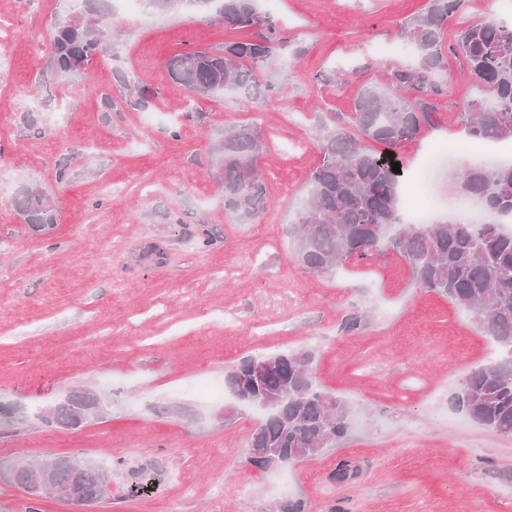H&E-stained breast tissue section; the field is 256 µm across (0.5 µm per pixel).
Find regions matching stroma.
Masks as SVG:
<instances>
[{
  "instance_id": "1",
  "label": "stroma",
  "mask_w": 512,
  "mask_h": 512,
  "mask_svg": "<svg viewBox=\"0 0 512 512\" xmlns=\"http://www.w3.org/2000/svg\"><path fill=\"white\" fill-rule=\"evenodd\" d=\"M112 38L87 76L52 73L47 34L66 0H7L0 32V512H71L13 485L19 460L78 456L111 475L97 512H512V435L456 413L449 398L503 352L400 258L374 254L315 273L293 258L300 201L321 162V127L347 117L361 88L385 86L413 58L397 38L428 0H258L288 37L255 73L259 90L198 98L167 59L234 32L192 5L128 13L106 0ZM291 79H283L284 71ZM332 81H324V74ZM148 91L129 99L124 79ZM480 92L449 57L431 127L397 155L403 203L424 153L467 140ZM258 131L268 206L241 222L211 176L226 128ZM30 183L56 223L32 229L13 201ZM217 235L204 248L200 225ZM360 317L357 328L346 321ZM311 351L316 380L354 408L338 447L289 467L287 488L250 462L259 424L229 392L206 395L247 356ZM76 389L104 411L76 429L41 417ZM344 460L353 480L336 481Z\"/></svg>"
}]
</instances>
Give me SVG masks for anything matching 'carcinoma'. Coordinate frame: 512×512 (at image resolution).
I'll return each mask as SVG.
<instances>
[{"mask_svg": "<svg viewBox=\"0 0 512 512\" xmlns=\"http://www.w3.org/2000/svg\"><path fill=\"white\" fill-rule=\"evenodd\" d=\"M462 0H429L426 11L401 24L398 35L415 56L411 67L395 69L391 87L370 86L355 99L353 130L327 132L322 162L312 170L292 234L297 261L313 272H327L349 260H364L386 249L410 267L415 282L456 304L496 343L512 352V163L468 162L459 172L461 189L492 222L436 221L412 224L401 210L399 178L392 165L369 147L387 148L416 140L436 116L434 96L441 94L448 51L463 59L482 86L483 96L461 113L469 135L480 142L512 140V24L492 19L466 26L456 45L445 40L449 16ZM218 15L234 30L251 37L210 49L174 53L167 69L174 83L202 98L249 93L254 71L263 67L286 38L276 23L260 15L255 0H223ZM100 10L69 13L50 30L53 72L84 75L102 51L97 32ZM415 89L409 100L400 89ZM259 134L233 128L211 146L212 172L224 187L228 209L247 220L264 210L266 190L258 170ZM15 208L37 230L55 223L53 198L40 189L21 187ZM275 366L254 387V394L278 398V411L251 433V462L265 470L261 455L274 450L288 459L311 458L337 446L349 432L354 411L312 375L307 350L274 353ZM268 360L246 357L225 376L232 395L255 366ZM454 409L497 432L512 435V355L468 373L451 397ZM93 416L61 407L47 413V426L74 429ZM54 486H73L98 507L106 500L99 482L83 467L59 457L48 474Z\"/></svg>", "mask_w": 512, "mask_h": 512, "instance_id": "cac0c4a2", "label": "carcinoma"}]
</instances>
